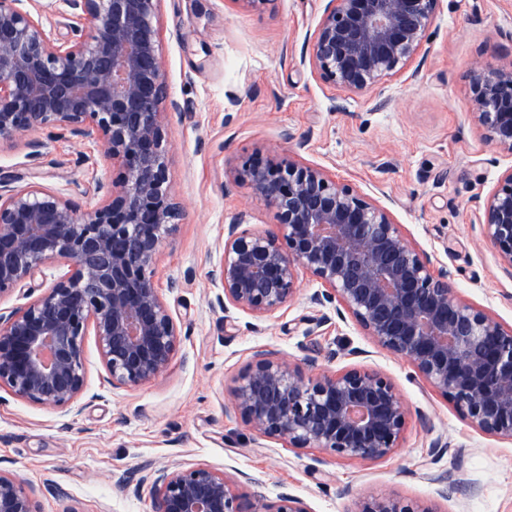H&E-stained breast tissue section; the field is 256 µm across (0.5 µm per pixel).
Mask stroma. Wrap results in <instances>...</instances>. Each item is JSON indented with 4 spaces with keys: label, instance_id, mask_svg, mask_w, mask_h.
I'll return each mask as SVG.
<instances>
[{
    "label": "stroma",
    "instance_id": "1",
    "mask_svg": "<svg viewBox=\"0 0 512 512\" xmlns=\"http://www.w3.org/2000/svg\"><path fill=\"white\" fill-rule=\"evenodd\" d=\"M328 0H268L259 10L240 0H161L154 26L169 93L188 101L192 119L167 128L171 191L181 208L176 231L160 245L154 282L181 332L167 370L135 387L112 385L94 334L84 338L86 390L78 415L28 403L0 389V466L41 488V512H150L149 490H122V474L145 464H204L250 479L244 499L281 492L309 512H356L367 495L426 501L438 512H512V442L488 437L463 418L411 365L364 335L353 321L333 320L307 336L317 309V282L300 273L283 308L255 318L211 302L221 287L209 272L224 256V226L245 214L246 226L274 229L273 209L235 179L242 160L299 154L386 207L406 237L435 267L447 268L464 300L512 326V275L480 237L471 199L487 195L512 167V154L484 138L474 120L472 70L512 68V0H441L428 31L418 78L400 73L355 95L324 82L309 62L310 39ZM38 12L56 42L70 39L66 0H22ZM344 111H335V103ZM232 122H225V114ZM41 158L31 165V141ZM98 136L86 139L21 131L0 141V173L17 186L38 183L88 213L104 201L99 184L117 180ZM443 183H435L438 173ZM72 264L44 266L27 286L0 297L9 311L41 294ZM337 355L330 370L359 362L390 378L409 415L400 447L381 460H342L315 448L257 436L233 409V390L259 349L288 359L300 346ZM362 350L351 359L352 350ZM443 439L465 449L464 469L476 492L445 491L436 481L454 465L431 462L427 448ZM60 485L59 498L44 492Z\"/></svg>",
    "mask_w": 512,
    "mask_h": 512
}]
</instances>
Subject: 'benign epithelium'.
Wrapping results in <instances>:
<instances>
[{"label":"benign epithelium","instance_id":"7a95c632","mask_svg":"<svg viewBox=\"0 0 512 512\" xmlns=\"http://www.w3.org/2000/svg\"><path fill=\"white\" fill-rule=\"evenodd\" d=\"M20 0H0V140L53 129L99 134L120 178L99 185L105 202L89 213L58 192L0 180V297L48 262L70 273L25 306L0 311V389L41 407L80 411L86 389L83 339L97 338L112 384L138 386L171 363L180 331L154 285L162 238L177 227L165 140L171 116L191 118L170 96L153 20L160 0H67L75 39L55 44ZM441 0H328L310 40L309 62L326 82L353 94L371 90L426 53ZM475 119L485 139L512 154V69L471 74ZM236 178L270 206L277 231L251 232L239 214L224 228V258L210 276L220 307L256 317L290 302L299 271L321 288L310 302L351 317L379 347L405 359L483 434L512 441V327L463 300L448 270L405 237L392 213L300 156H251ZM481 236L512 274V167L485 197L472 198ZM303 364L258 350L238 379L235 409L258 435L338 459L378 460L400 448L408 407L395 384L351 364L312 374L322 358L302 347ZM453 453L436 477L475 491L462 451L437 438L433 461ZM230 477L204 465L146 464L118 485L153 490L151 512H308L289 493L247 503ZM0 512H41L36 488L0 468ZM356 512H437L391 494L359 501Z\"/></svg>","mask_w":512,"mask_h":512}]
</instances>
